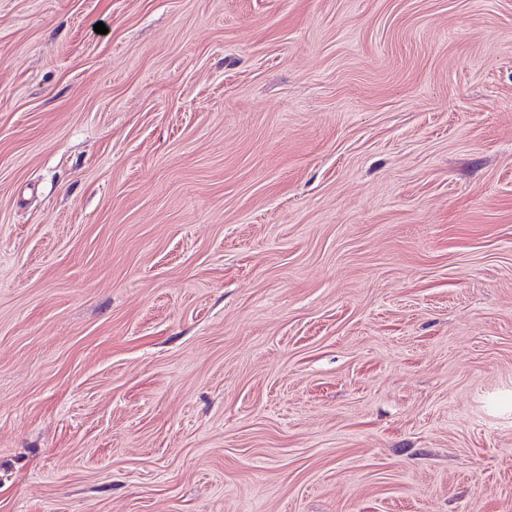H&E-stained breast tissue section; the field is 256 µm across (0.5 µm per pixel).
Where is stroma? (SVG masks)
Segmentation results:
<instances>
[{
	"label": "stroma",
	"mask_w": 512,
	"mask_h": 512,
	"mask_svg": "<svg viewBox=\"0 0 512 512\" xmlns=\"http://www.w3.org/2000/svg\"><path fill=\"white\" fill-rule=\"evenodd\" d=\"M0 512H512V0H0Z\"/></svg>",
	"instance_id": "obj_1"
}]
</instances>
